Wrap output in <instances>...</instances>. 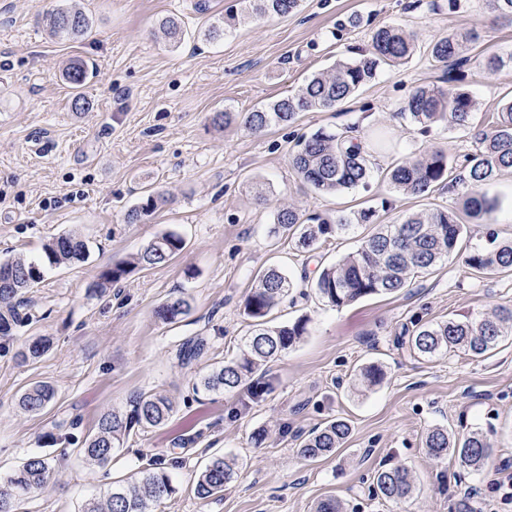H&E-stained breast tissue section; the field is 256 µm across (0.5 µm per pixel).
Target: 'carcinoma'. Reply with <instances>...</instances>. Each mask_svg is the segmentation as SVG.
Here are the masks:
<instances>
[{"instance_id":"obj_1","label":"carcinoma","mask_w":512,"mask_h":512,"mask_svg":"<svg viewBox=\"0 0 512 512\" xmlns=\"http://www.w3.org/2000/svg\"><path fill=\"white\" fill-rule=\"evenodd\" d=\"M243 10L257 16L286 17L299 6V0H241ZM46 28L53 38L74 40L90 27V19L76 8H60L45 16ZM159 28L168 42L176 47L181 43L183 28L178 19L167 17ZM474 31L459 37L448 34L430 44V56L441 64L460 63L462 46L474 43ZM415 35L396 25L376 29L371 49L349 61L336 62L332 72L312 75L298 91L275 99L248 113L218 112L213 117L217 126L228 128L242 124L252 132H261L271 126L293 122L302 112L331 108L352 97L361 87L376 78L384 65H399L413 55ZM507 56L489 54L479 60V66L488 75L495 74L506 62ZM63 79L78 89L89 77L88 64L80 59L70 62L62 73ZM475 102L469 93L452 87H420L405 106L404 117L415 124L446 122L466 131L471 128ZM479 147L465 158L463 180L479 188L494 181L502 172L512 170V101L506 102L497 113L496 121L487 130L477 134ZM292 166L303 181L323 194H336L364 184L371 170L362 144L343 134L316 132L298 143L292 155ZM453 167L448 155L441 150H426L408 156L387 170L384 178L395 190L407 195H423L435 187L452 181ZM164 202L162 193L155 191L144 196L128 213V221L135 223L153 213ZM498 207V201L482 192L466 196L462 211L471 219H479ZM274 231L280 230L296 238L297 247L312 250L323 239L348 229L347 220L317 217L306 224L293 208L280 209L275 218ZM465 225L458 212L435 209L429 213H411L397 224H380L377 230L364 238L359 248L334 266L323 269L315 283L321 298L336 308L348 306L371 295H389L401 292L409 280L447 260L451 255L461 256L464 264L478 273L512 270V240L492 238L491 247L475 248L465 254L457 250L464 237ZM185 248L183 238L174 232H165L148 242L136 255L104 270L92 290L98 296L107 292L135 270L166 264ZM90 256L88 244L74 232L63 233L48 240L42 254L36 259L24 256L0 258V270H14L12 285L0 288V357L11 356L19 365L33 363L51 348L48 336L31 340L21 348H14L16 332L26 325L30 315L21 297L40 283L47 270L62 265L83 262ZM294 288L291 279L271 266L258 276L257 285L243 302V314L249 321L248 334L240 340L239 355L210 372L196 378L194 391H236L247 386L249 398L263 399L264 388L246 385L262 370L265 362L300 341L305 334V322L272 325L269 315ZM191 310L189 300L177 298L158 307L157 315L166 322H174ZM512 336V307L500 306L492 315L472 319L468 316L426 322L416 326L408 344L413 352L433 360L451 352L463 350L474 357H483ZM209 349L204 337L186 340L179 351L180 363L190 366ZM358 381L369 389L380 384L383 370L376 365L359 369ZM54 398L53 388L36 383L18 397V406L24 412H39ZM173 412L172 402L160 394L140 393L130 401V410L112 411L100 416L97 426L85 441L81 452L98 466L112 461L114 452L122 447L130 434L139 429L156 428L165 423ZM351 433L348 421L334 418L310 431L299 442L297 454L306 460L330 455L341 447ZM429 455L441 458L455 457L464 472H478L487 464L491 448L481 431H473L459 439H450L448 429L434 427L425 436ZM233 458H212L197 474L195 494L208 500L224 492V486L236 474ZM52 470L49 459L31 455L0 487V512H18V503L26 495L40 490L47 483ZM175 488L165 471L147 469L132 487H116L106 498H90L81 512H152L151 507L171 497ZM413 491L408 468L396 465L382 469L374 476L376 496L389 501H400Z\"/></svg>"}]
</instances>
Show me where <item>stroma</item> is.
<instances>
[{
	"instance_id": "stroma-1",
	"label": "stroma",
	"mask_w": 512,
	"mask_h": 512,
	"mask_svg": "<svg viewBox=\"0 0 512 512\" xmlns=\"http://www.w3.org/2000/svg\"><path fill=\"white\" fill-rule=\"evenodd\" d=\"M68 0L91 20L75 41H57L44 17L61 0H0V257H36L50 238L73 230L88 243L87 261L46 272L32 288L33 322L17 344L51 337L42 358L18 365L0 357V484L29 455L47 456L48 484L23 499L19 512H79L85 500L116 484L130 486L145 467L171 475L175 491L154 512H314L321 499L348 512H466L499 499L512 474V341L492 354L425 361L404 344V329L462 314L483 318L512 305V273L479 274L452 257L396 295H375L335 308L315 292L323 267L357 250L375 224H396L412 212L460 208L469 184L450 182L421 197L391 189L381 177L405 155L427 147L463 164L477 142L444 123L412 124L401 112L417 87L451 77L475 102L474 129H486L512 100V66L486 76L481 54L512 52V21L486 0H300L288 17L239 15L219 42L202 33L236 0ZM181 19L185 39L170 47L159 21ZM398 25L413 32L416 51L383 67L375 80L331 109L302 113L288 125L254 133L212 122L224 110L248 112L294 94L311 75L368 50L374 30ZM475 29L467 62L435 65L428 45L449 32ZM73 57L94 66L79 93L88 110H72L75 93L61 78ZM370 143L372 179L333 195L309 188L290 164L301 136L317 130ZM164 203L131 224L128 210L144 190ZM499 205L467 222L460 248L483 247L490 236L512 239V171L486 186ZM303 218L343 217L347 234L322 239L306 252L272 231L279 209ZM376 211L361 224V210ZM172 231L186 247L173 261L138 270L102 296L90 293L101 273L157 235ZM284 267L296 288L272 313L277 324L305 320L299 343L266 365L263 401L246 395L193 393L196 374L238 353L248 329L242 303L257 275ZM188 298L190 313L174 323L158 306ZM207 337L208 353L191 366L178 360L182 343ZM381 365L372 390L352 389L362 366ZM38 381L55 398L37 413L17 395ZM136 393H159L174 411L165 425L132 433L104 468L80 448L98 418L123 411ZM343 418L352 432L342 448L314 462L301 459L297 438ZM65 422V440L46 435ZM447 427L458 438L479 430L491 446L482 471L465 473L453 458L424 450L426 432ZM236 457L238 469L222 495L194 494L195 473L215 455ZM409 469L415 493L399 502L373 493L378 470Z\"/></svg>"
}]
</instances>
